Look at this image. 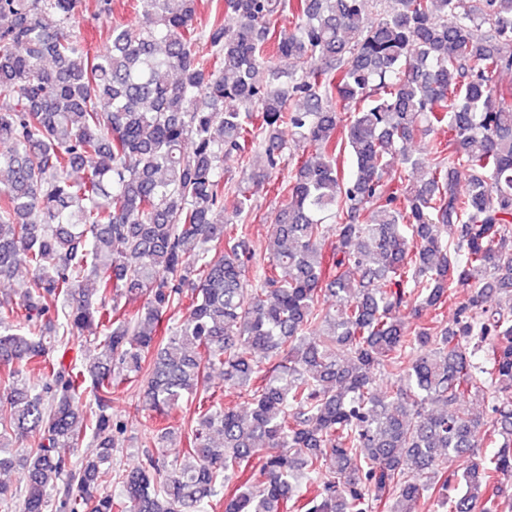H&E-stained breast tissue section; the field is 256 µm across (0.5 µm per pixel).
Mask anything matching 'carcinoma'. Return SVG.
I'll list each match as a JSON object with an SVG mask.
<instances>
[{
    "instance_id": "cac0c4a2",
    "label": "carcinoma",
    "mask_w": 512,
    "mask_h": 512,
    "mask_svg": "<svg viewBox=\"0 0 512 512\" xmlns=\"http://www.w3.org/2000/svg\"><path fill=\"white\" fill-rule=\"evenodd\" d=\"M198 2L138 0L150 23L92 53L72 31L82 0H0V282L32 272L0 297L1 472L28 442L0 512H411L425 494L512 512V0H392L376 22L368 0H211L205 28ZM284 126L302 155L251 272L253 190ZM464 288L452 323H418ZM59 311L62 331L38 326ZM83 336L89 364L67 359ZM213 369L251 413L214 400ZM375 372L397 384L377 392ZM142 376V407L194 396L195 425L181 459L115 470L112 394ZM88 430L94 455L59 452Z\"/></svg>"
}]
</instances>
